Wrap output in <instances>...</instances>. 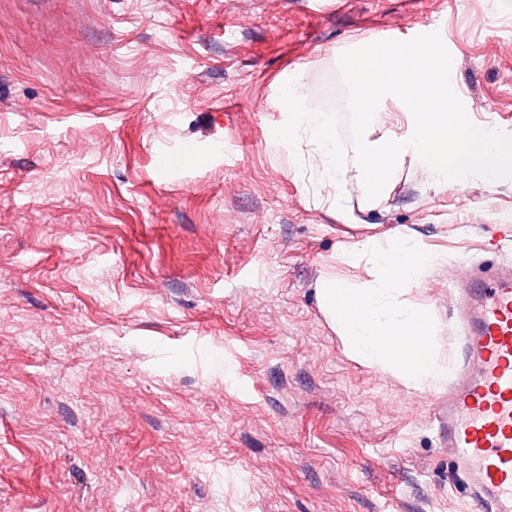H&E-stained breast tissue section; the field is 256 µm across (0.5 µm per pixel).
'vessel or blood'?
<instances>
[{
	"label": "vessel or blood",
	"instance_id": "vessel-or-blood-1",
	"mask_svg": "<svg viewBox=\"0 0 512 512\" xmlns=\"http://www.w3.org/2000/svg\"><path fill=\"white\" fill-rule=\"evenodd\" d=\"M455 302L463 364L432 424L481 512H512V265L473 266Z\"/></svg>",
	"mask_w": 512,
	"mask_h": 512
}]
</instances>
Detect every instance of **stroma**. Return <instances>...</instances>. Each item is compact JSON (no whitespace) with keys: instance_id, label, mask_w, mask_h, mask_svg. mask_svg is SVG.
<instances>
[{"instance_id":"stroma-1","label":"stroma","mask_w":512,"mask_h":512,"mask_svg":"<svg viewBox=\"0 0 512 512\" xmlns=\"http://www.w3.org/2000/svg\"><path fill=\"white\" fill-rule=\"evenodd\" d=\"M434 31L512 136V0H0V512H472L428 425L447 390L354 361L319 288L408 227L455 359L448 285L512 181L407 164L367 211L354 151L336 202L273 134L289 77L312 107L353 41Z\"/></svg>"}]
</instances>
